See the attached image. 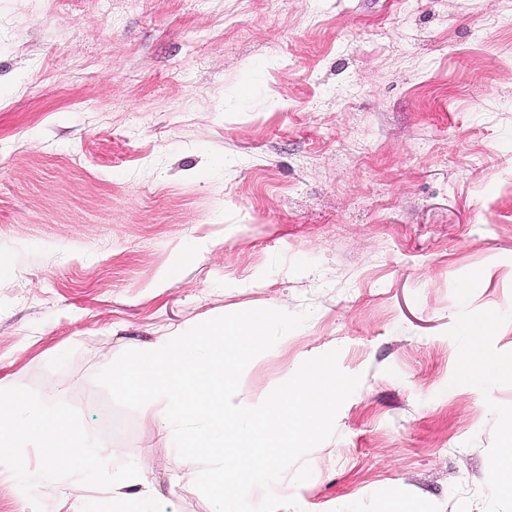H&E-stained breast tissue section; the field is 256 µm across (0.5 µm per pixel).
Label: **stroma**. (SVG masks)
I'll return each instance as SVG.
<instances>
[{
	"instance_id": "35a3bbf8",
	"label": "stroma",
	"mask_w": 512,
	"mask_h": 512,
	"mask_svg": "<svg viewBox=\"0 0 512 512\" xmlns=\"http://www.w3.org/2000/svg\"><path fill=\"white\" fill-rule=\"evenodd\" d=\"M194 249L186 264L179 257ZM313 315L246 367L257 404L339 349L362 383L302 512H512V0H0V380L75 407L166 512H210L94 376L177 327ZM492 319L465 376L467 324ZM26 497L0 512H80ZM504 429L508 438L499 450L497 470L492 478L499 484L501 494L512 498V419L505 423Z\"/></svg>"
}]
</instances>
